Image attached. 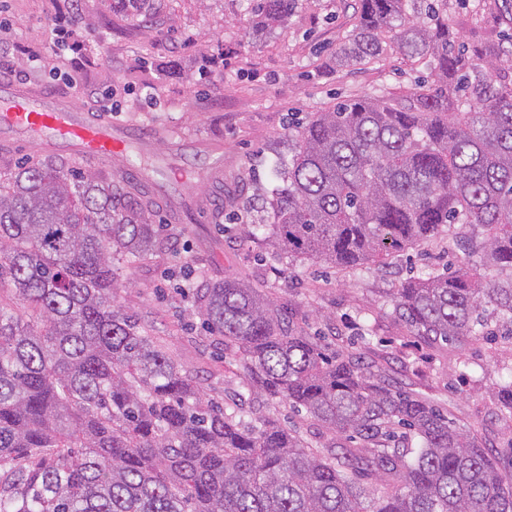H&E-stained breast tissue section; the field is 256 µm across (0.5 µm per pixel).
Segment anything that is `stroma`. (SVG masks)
Masks as SVG:
<instances>
[{"label": "stroma", "mask_w": 512, "mask_h": 512, "mask_svg": "<svg viewBox=\"0 0 512 512\" xmlns=\"http://www.w3.org/2000/svg\"><path fill=\"white\" fill-rule=\"evenodd\" d=\"M443 16L449 33L469 46L494 48L512 34L505 0H445ZM60 18L81 33L82 49L55 44L52 27ZM0 24L11 30L0 51V85L19 82L108 116L127 144L163 166L156 220L166 244L149 259L117 265V303L149 326L211 397L241 391V371L221 338L188 318L191 304L172 282L186 278L199 287L233 275L270 291L308 332L382 359L392 384L446 408L477 430L489 453L503 455L512 428L495 418L493 394L512 365V345L475 341L462 354L431 348L393 312L392 292L409 271L462 261L456 230L398 253L387 273L280 259L250 235L268 219L264 199L276 184L275 158L288 154L289 122L373 91L405 96L429 77L395 50L373 64L342 65L337 51L357 24L356 0H297L274 26L252 20L249 0H164L145 23L113 13L111 0H0ZM107 90L108 113L99 98ZM39 153L81 160L64 143L36 148L28 133L0 135L2 172ZM216 167L222 179H199ZM368 324L375 335L361 339ZM249 409L314 443L331 440L285 405L257 398Z\"/></svg>", "instance_id": "obj_1"}]
</instances>
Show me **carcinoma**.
<instances>
[{
	"label": "carcinoma",
	"mask_w": 512,
	"mask_h": 512,
	"mask_svg": "<svg viewBox=\"0 0 512 512\" xmlns=\"http://www.w3.org/2000/svg\"><path fill=\"white\" fill-rule=\"evenodd\" d=\"M417 2L358 0L338 55L364 65L393 46L431 82L345 100L289 134L264 240L291 260L386 269L459 224L458 248L481 264L405 280L394 311L428 346L512 343V83L500 56L455 48L436 8L409 14ZM294 4L251 0V16L280 22ZM161 5L112 10L147 20ZM118 160L109 177L51 156L0 176V512H512V477L476 433L232 277L192 292L245 377L239 401L209 397L115 303L113 262L164 245L149 187L127 176L137 163ZM253 396L305 413L334 443L246 411ZM495 397L512 422V367Z\"/></svg>",
	"instance_id": "carcinoma-1"
}]
</instances>
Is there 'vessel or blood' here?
<instances>
[{"mask_svg": "<svg viewBox=\"0 0 512 512\" xmlns=\"http://www.w3.org/2000/svg\"><path fill=\"white\" fill-rule=\"evenodd\" d=\"M0 128L30 129L46 139L75 145L88 157L112 156L125 149L123 137L113 131L111 122L74 111L66 101L49 100L13 85L0 87Z\"/></svg>", "mask_w": 512, "mask_h": 512, "instance_id": "1", "label": "vessel or blood"}]
</instances>
